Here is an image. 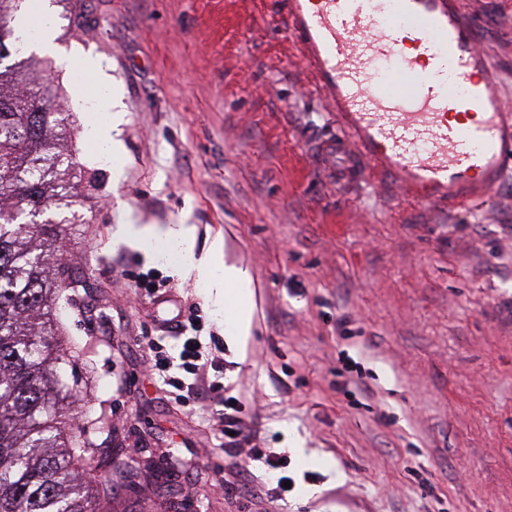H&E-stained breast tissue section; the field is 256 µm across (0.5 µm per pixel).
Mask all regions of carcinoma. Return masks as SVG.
Returning <instances> with one entry per match:
<instances>
[{
	"label": "carcinoma",
	"mask_w": 512,
	"mask_h": 512,
	"mask_svg": "<svg viewBox=\"0 0 512 512\" xmlns=\"http://www.w3.org/2000/svg\"><path fill=\"white\" fill-rule=\"evenodd\" d=\"M28 0H0V62L18 51ZM25 61L0 66V512H112V471L129 464L88 454L74 410L83 391L65 380L57 309L64 289L59 244L76 218L77 173L66 112Z\"/></svg>",
	"instance_id": "obj_1"
}]
</instances>
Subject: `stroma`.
Here are the masks:
<instances>
[{
	"label": "stroma",
	"instance_id": "1",
	"mask_svg": "<svg viewBox=\"0 0 512 512\" xmlns=\"http://www.w3.org/2000/svg\"><path fill=\"white\" fill-rule=\"evenodd\" d=\"M481 10V49L512 109V0ZM273 0H53L64 54L97 57L120 96L118 158L85 145L106 113L80 109L53 59L21 51L71 116L80 178L59 301L81 356L69 384L92 450L135 457L112 512H512V176L454 210L402 199L389 181L342 179L317 143L333 117L271 21ZM191 224L196 254L223 240L252 279L248 335L203 274L118 225ZM163 281L169 300L136 293ZM193 303L222 348V393L173 405L148 376L145 337ZM234 398L247 432L288 460V492L242 445L225 452ZM231 484L224 496L213 482Z\"/></svg>",
	"mask_w": 512,
	"mask_h": 512
}]
</instances>
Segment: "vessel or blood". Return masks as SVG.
<instances>
[{
    "label": "vessel or blood",
    "mask_w": 512,
    "mask_h": 512,
    "mask_svg": "<svg viewBox=\"0 0 512 512\" xmlns=\"http://www.w3.org/2000/svg\"><path fill=\"white\" fill-rule=\"evenodd\" d=\"M337 136L345 172L393 181L443 208L484 200L512 158V110L460 0H275Z\"/></svg>",
    "instance_id": "1"
}]
</instances>
